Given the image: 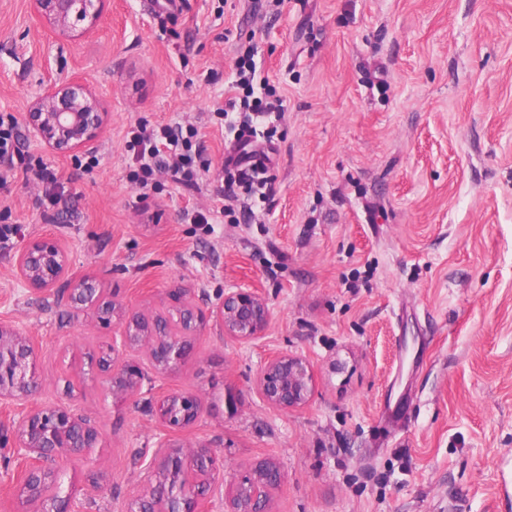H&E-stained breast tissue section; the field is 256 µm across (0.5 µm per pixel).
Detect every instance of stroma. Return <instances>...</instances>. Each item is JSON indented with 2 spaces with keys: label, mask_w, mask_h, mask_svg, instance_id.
I'll use <instances>...</instances> for the list:
<instances>
[{
  "label": "stroma",
  "mask_w": 512,
  "mask_h": 512,
  "mask_svg": "<svg viewBox=\"0 0 512 512\" xmlns=\"http://www.w3.org/2000/svg\"><path fill=\"white\" fill-rule=\"evenodd\" d=\"M182 0L160 23L151 0H108L93 31H56L33 0H0V113L25 121L36 96L75 80L106 120L93 172L75 152L23 135L58 172L65 203L15 176L0 189V321L40 350L32 405H74L100 432V491L81 512H123L160 424L149 395L113 399L81 369L107 329L16 274L25 239L53 235L71 272L162 309L166 289L203 304L250 288L271 319L248 342L210 325L192 358L156 384L207 408L184 440L224 457V492L263 459L285 479L271 512H512V0ZM283 101L269 188L249 220L223 212L216 115L239 50ZM193 123L194 189L143 193L127 180L139 120ZM208 221L190 224L185 210ZM290 354L313 367L304 405L271 406L259 372Z\"/></svg>",
  "instance_id": "1"
}]
</instances>
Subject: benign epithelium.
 Instances as JSON below:
<instances>
[{"mask_svg":"<svg viewBox=\"0 0 512 512\" xmlns=\"http://www.w3.org/2000/svg\"><path fill=\"white\" fill-rule=\"evenodd\" d=\"M35 2L38 12L64 33L75 20L95 26L107 0ZM102 124L97 95L74 82L45 91L28 113L31 138L56 151L93 144ZM16 269L20 282L30 291H53L66 299L76 315L117 327L89 353L88 363L119 400L155 389L157 381L191 357L197 337L209 321L219 323L227 335L247 342L261 334L271 317L267 302L247 288H232L205 309L191 298V290L174 288L166 292V311L148 316L142 309L114 299L97 278L73 276L67 249L51 235L26 240L18 252ZM37 360L32 338L18 325L0 322V402L16 406L12 434L0 441L26 462L16 485L21 512H29L32 504L39 505L38 512H77L74 492L47 496L45 489L56 483L60 464L74 458L90 460L93 450L101 447V435L69 405L28 406L40 386ZM259 385L269 404L282 409L300 406L312 395V369L301 357L278 355L264 365ZM150 408L162 432L144 469L143 486L130 499L126 512H147L143 504L153 498L162 499L164 512H268L269 491L284 481L278 466L270 461L257 463L226 501L222 491L224 459L205 445L173 438L202 417L204 400L199 393L166 391L150 402ZM188 462L196 472L189 485L181 480Z\"/></svg>","mask_w":512,"mask_h":512,"instance_id":"7a95c632","label":"benign epithelium"}]
</instances>
